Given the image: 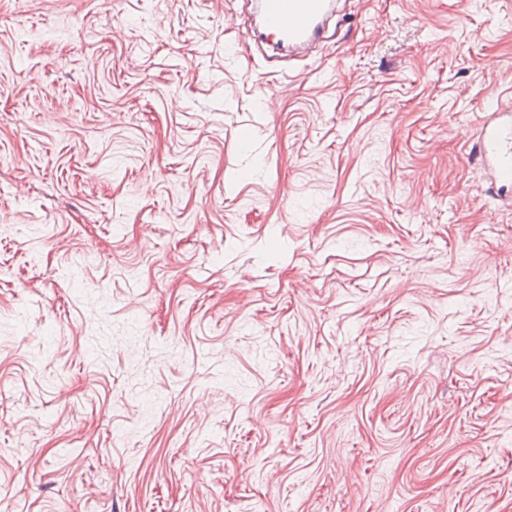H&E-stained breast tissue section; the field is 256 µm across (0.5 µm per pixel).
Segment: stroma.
<instances>
[{
	"instance_id": "obj_1",
	"label": "stroma",
	"mask_w": 512,
	"mask_h": 512,
	"mask_svg": "<svg viewBox=\"0 0 512 512\" xmlns=\"http://www.w3.org/2000/svg\"><path fill=\"white\" fill-rule=\"evenodd\" d=\"M0 0L6 512H512V0ZM255 27L288 52H301L320 41L336 12L335 0H256ZM479 124L472 152L479 160L491 189L510 191L512 204V107L499 101Z\"/></svg>"
}]
</instances>
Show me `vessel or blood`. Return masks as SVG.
Masks as SVG:
<instances>
[{"label":"vessel or blood","instance_id":"obj_1","mask_svg":"<svg viewBox=\"0 0 512 512\" xmlns=\"http://www.w3.org/2000/svg\"><path fill=\"white\" fill-rule=\"evenodd\" d=\"M336 7V0H255V27L300 52L324 37ZM472 152L494 193L512 192V105L501 102L487 113Z\"/></svg>","mask_w":512,"mask_h":512}]
</instances>
